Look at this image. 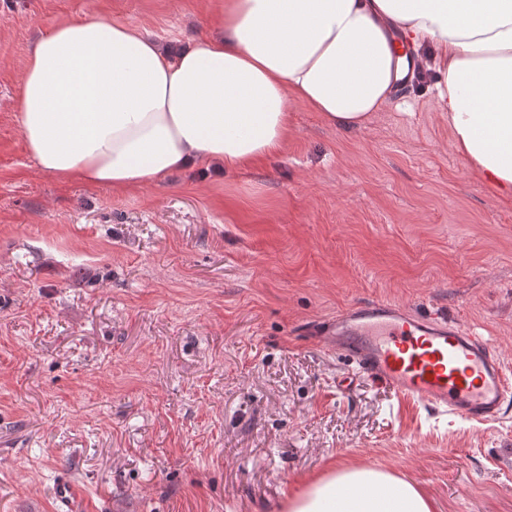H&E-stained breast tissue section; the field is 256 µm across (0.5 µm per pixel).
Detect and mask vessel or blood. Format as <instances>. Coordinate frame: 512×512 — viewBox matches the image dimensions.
Masks as SVG:
<instances>
[{"label":"vessel or blood","instance_id":"vessel-or-blood-1","mask_svg":"<svg viewBox=\"0 0 512 512\" xmlns=\"http://www.w3.org/2000/svg\"><path fill=\"white\" fill-rule=\"evenodd\" d=\"M330 351L403 399L476 426L500 422L512 399V374L491 343L461 324L384 301L356 304L310 326ZM80 492L58 479L59 512H73Z\"/></svg>","mask_w":512,"mask_h":512}]
</instances>
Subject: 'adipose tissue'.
<instances>
[{
	"instance_id": "adipose-tissue-1",
	"label": "adipose tissue",
	"mask_w": 512,
	"mask_h": 512,
	"mask_svg": "<svg viewBox=\"0 0 512 512\" xmlns=\"http://www.w3.org/2000/svg\"><path fill=\"white\" fill-rule=\"evenodd\" d=\"M218 25L174 56L128 24L40 33L18 107L38 168L117 189L203 161L247 168L282 151L292 102L362 129L420 59L438 75L451 148L512 197V0H224ZM287 509L431 512L413 485L369 467L309 483Z\"/></svg>"
}]
</instances>
